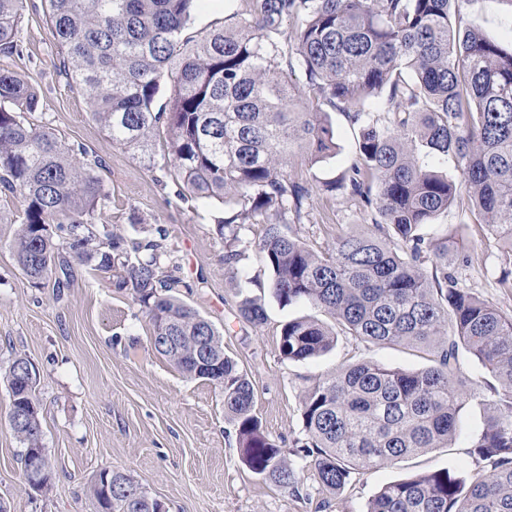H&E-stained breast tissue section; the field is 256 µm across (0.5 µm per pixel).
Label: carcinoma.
<instances>
[{"label": "carcinoma", "mask_w": 512, "mask_h": 512, "mask_svg": "<svg viewBox=\"0 0 512 512\" xmlns=\"http://www.w3.org/2000/svg\"><path fill=\"white\" fill-rule=\"evenodd\" d=\"M45 2L63 71L91 119L148 168L164 136L175 183L225 210L218 223L240 318L254 327L267 321L265 305L248 292L252 278L238 267L253 246L281 305L309 304L371 345L432 354L417 371L357 363L305 391L302 448L320 489L334 495L355 471L448 445L460 412L476 400L483 427L473 447L492 461L491 471L467 488L447 469L392 482L366 512H512V313L461 285L448 270V240L428 243L421 234L463 185L488 233L512 252V50L477 28L454 26L460 0H243V10L201 37L191 33L201 0ZM25 4L0 0V54L18 52ZM297 66L303 85L290 79ZM164 80L171 91L160 104ZM380 100L384 117L367 110ZM38 104L32 84L0 71V186L23 203L12 250L24 275L37 286L55 269L70 276L75 263L120 270L118 286H131L148 309L154 350L185 377L222 391L243 463L297 491L301 475L252 414L255 388L224 352L222 335L170 294L177 281L165 274L167 247L149 240L130 253L97 228L99 162L81 160L31 124ZM331 110L360 128L349 192L372 215V230L344 231L315 251L284 230L311 193L288 164L302 155L314 165L336 153ZM448 156L459 181L430 164ZM255 220L265 232L252 242L245 231ZM158 336L172 337L170 345L160 349ZM335 342L325 323L296 318L282 326L278 352L302 362ZM462 351L492 378L489 398L459 376ZM29 367L17 357L4 375L10 416H21L12 431L25 468L29 449L46 452L40 376ZM91 497L101 512L158 507L115 469L98 474Z\"/></svg>", "instance_id": "obj_1"}]
</instances>
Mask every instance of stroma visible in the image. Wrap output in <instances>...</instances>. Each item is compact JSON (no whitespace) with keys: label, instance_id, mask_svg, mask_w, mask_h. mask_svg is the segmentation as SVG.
Returning <instances> with one entry per match:
<instances>
[{"label":"stroma","instance_id":"obj_1","mask_svg":"<svg viewBox=\"0 0 512 512\" xmlns=\"http://www.w3.org/2000/svg\"><path fill=\"white\" fill-rule=\"evenodd\" d=\"M457 25L479 27L503 47L512 46V0H465ZM16 40L19 54L0 55V69L34 84L40 105L31 116L63 144L83 147L107 197L100 218L125 244L164 239L168 271L178 281L175 296L220 331L224 351L252 381L253 409L262 429L303 470L298 492L277 487L243 463L235 426L224 415L223 397L208 381L179 373L150 345L151 324L132 289L115 272L77 267L63 288L47 278L36 288L19 269L11 242L22 212L19 198L0 192V368L18 356L37 367L43 444L54 478L47 492L25 489L22 446L9 426L11 397L0 378V506L6 512H93L88 488L104 469L130 474L166 512H365L388 483L441 469L463 479L487 470L473 447L482 427L476 405L460 413L448 446L407 456L365 474H353L333 496L320 492L307 457L295 443L304 439L301 399L319 378L343 367L374 361L400 370L428 366L429 357L408 347H379L338 334L326 354L305 362L278 353L282 325L324 312L306 304L281 306L269 288V272L257 249L240 262L253 279L252 296L268 319L252 327L236 315L238 288L224 265V237L212 206L178 197L164 158L146 168L89 117L82 95L60 66L61 54L46 21L44 0H26ZM335 156L316 165L293 158L288 171L308 182L311 196L300 219L288 226L316 250L332 245L341 226L371 228V215L348 191L328 196L322 182L348 177L359 129L339 111L331 114ZM425 237L448 240V266L464 287L503 311H512V288L499 277L512 270V256L490 237L467 194L427 225Z\"/></svg>","mask_w":512,"mask_h":512}]
</instances>
